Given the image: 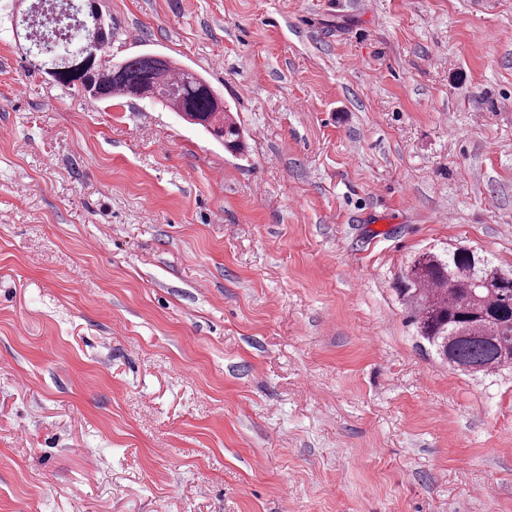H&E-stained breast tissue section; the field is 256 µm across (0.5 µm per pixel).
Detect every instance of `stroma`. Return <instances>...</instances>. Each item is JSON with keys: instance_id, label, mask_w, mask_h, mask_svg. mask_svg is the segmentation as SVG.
Returning <instances> with one entry per match:
<instances>
[{"instance_id": "obj_1", "label": "stroma", "mask_w": 512, "mask_h": 512, "mask_svg": "<svg viewBox=\"0 0 512 512\" xmlns=\"http://www.w3.org/2000/svg\"><path fill=\"white\" fill-rule=\"evenodd\" d=\"M12 3L0 512H512V368L450 370L399 292L433 248L512 270V0H97L240 154L30 70Z\"/></svg>"}]
</instances>
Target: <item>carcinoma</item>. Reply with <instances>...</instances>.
I'll return each instance as SVG.
<instances>
[{
    "label": "carcinoma",
    "instance_id": "cac0c4a2",
    "mask_svg": "<svg viewBox=\"0 0 512 512\" xmlns=\"http://www.w3.org/2000/svg\"><path fill=\"white\" fill-rule=\"evenodd\" d=\"M84 23L74 38L59 45L60 53L73 49L77 39L97 35L103 55L110 47V27L96 5L85 4ZM54 81L93 101L115 95L157 99L181 118H191L230 151L241 150L240 131L203 80L176 68L160 54H142L114 63L78 56L60 65ZM502 270L489 256L465 247L424 251L405 270L404 294L413 299L416 332L435 355L453 370L475 376L512 366V284L502 285ZM489 288L478 290L480 300H471L474 282Z\"/></svg>",
    "mask_w": 512,
    "mask_h": 512
}]
</instances>
